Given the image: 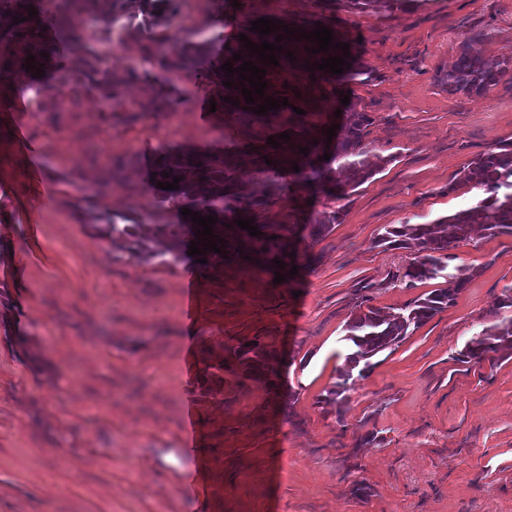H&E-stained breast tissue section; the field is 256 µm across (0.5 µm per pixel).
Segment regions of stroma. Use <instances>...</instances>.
I'll use <instances>...</instances> for the list:
<instances>
[{"mask_svg":"<svg viewBox=\"0 0 512 512\" xmlns=\"http://www.w3.org/2000/svg\"><path fill=\"white\" fill-rule=\"evenodd\" d=\"M182 14L174 39L214 36L220 21L228 47L259 18L333 30L349 46V75H310L303 56L283 95L320 141L341 106L369 113L366 149L386 163L341 199L335 183L304 189L288 178L269 194L243 150L267 147L287 114L246 122L198 111L222 87L165 74L136 32L110 47L108 63L148 82L127 84L109 108L59 94L19 66L23 44L0 20V512H198L180 491L191 478L207 486L208 512H512V357L456 359L512 286V236L450 249L449 270L472 273L456 303L377 357L342 415L321 405L358 305L398 312L438 286L403 280L409 251L376 246L378 235L473 205L460 170L512 142V79L481 96L438 81L463 43L487 57L512 48V0H184ZM166 80L174 102L142 111L147 86ZM19 101L26 146L12 134ZM170 147L223 149L255 222L295 245L298 273L278 283L234 254L149 259L88 226L95 190L112 212L154 210L152 171ZM337 207L339 224L311 239L315 218ZM253 340L277 354L275 388L224 368ZM190 404L205 423L193 453ZM369 432L377 444L360 445Z\"/></svg>","mask_w":512,"mask_h":512,"instance_id":"1","label":"stroma"}]
</instances>
